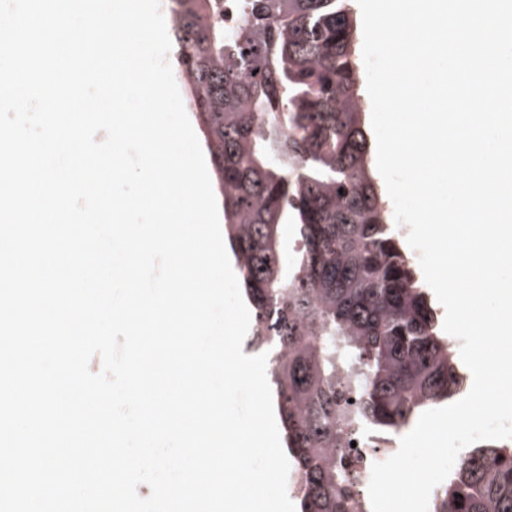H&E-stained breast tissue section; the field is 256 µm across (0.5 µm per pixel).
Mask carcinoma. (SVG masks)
<instances>
[{
  "instance_id": "carcinoma-1",
  "label": "carcinoma",
  "mask_w": 512,
  "mask_h": 512,
  "mask_svg": "<svg viewBox=\"0 0 512 512\" xmlns=\"http://www.w3.org/2000/svg\"><path fill=\"white\" fill-rule=\"evenodd\" d=\"M174 3V67L211 157L251 344L270 352L300 512H355L345 431L391 436L462 382L389 227L349 0H241L232 32L215 0ZM357 365L355 400L342 403ZM433 512H512V448L474 446Z\"/></svg>"
}]
</instances>
